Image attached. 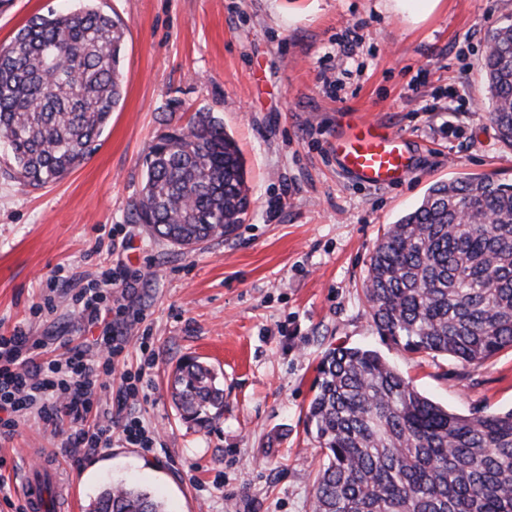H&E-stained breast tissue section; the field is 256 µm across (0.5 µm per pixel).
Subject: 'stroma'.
Returning a JSON list of instances; mask_svg holds the SVG:
<instances>
[{"mask_svg":"<svg viewBox=\"0 0 512 512\" xmlns=\"http://www.w3.org/2000/svg\"><path fill=\"white\" fill-rule=\"evenodd\" d=\"M84 0H9L0 44L34 15ZM125 26L123 96L94 150L63 179L22 186L0 161V333L21 327L55 349L100 336L73 302L102 271L140 277L130 298L158 354L137 410L163 446L113 439L68 459L66 434L30 421L0 458L13 498L27 471L54 459L56 512H87L107 486L150 492L167 512H311L322 460L307 422L322 356L339 345L377 350L424 396L462 416L512 409V349L479 364L411 354L379 336L363 292L388 224L431 183L489 175L512 183V151L481 103L488 32L512 0H94ZM359 39L336 51L348 28ZM409 137L414 165L378 189L339 171L329 141L343 108ZM213 112L245 161L251 206L234 234L191 249L134 222L149 146L194 112ZM115 226L129 246L96 249ZM49 295L52 311L35 317ZM196 357L224 388V413L184 422L172 373Z\"/></svg>","mask_w":512,"mask_h":512,"instance_id":"stroma-1","label":"stroma"}]
</instances>
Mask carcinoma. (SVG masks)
Returning a JSON list of instances; mask_svg holds the SVG:
<instances>
[{
	"mask_svg": "<svg viewBox=\"0 0 512 512\" xmlns=\"http://www.w3.org/2000/svg\"><path fill=\"white\" fill-rule=\"evenodd\" d=\"M125 31L91 6L33 16L0 45V145L8 175L39 188L79 165L122 98ZM484 102L512 148V24L486 38ZM251 205L244 159L223 122L195 113L145 156L132 216L191 248L231 235ZM364 294L380 335L404 351L482 362L512 348V184L490 176L435 182L388 225ZM182 419L224 410L213 370L180 362ZM308 422L323 461L312 512H512V410L461 416L416 391L377 351L339 346L317 366ZM92 512H165L150 493L114 484Z\"/></svg>",
	"mask_w": 512,
	"mask_h": 512,
	"instance_id": "1",
	"label": "carcinoma"
}]
</instances>
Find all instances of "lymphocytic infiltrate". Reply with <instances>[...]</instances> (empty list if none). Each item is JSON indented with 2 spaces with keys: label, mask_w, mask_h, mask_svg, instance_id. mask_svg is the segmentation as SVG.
<instances>
[{
  "label": "lymphocytic infiltrate",
  "mask_w": 512,
  "mask_h": 512,
  "mask_svg": "<svg viewBox=\"0 0 512 512\" xmlns=\"http://www.w3.org/2000/svg\"><path fill=\"white\" fill-rule=\"evenodd\" d=\"M124 267L103 273L93 287L75 297L89 323L107 321L112 310L105 306L107 293L119 288L134 289ZM130 328L105 329L94 340L103 355L93 361L81 346L68 348L65 359H48L43 347L22 328L0 335V442L12 440L18 433L27 410H36L39 418L54 428L68 429L67 440L74 453H87L110 443L113 432L136 448L153 450L158 443L154 430L147 426L129 400L143 390L146 369L124 373L116 409L103 407L100 396L129 341Z\"/></svg>",
  "instance_id": "1"
}]
</instances>
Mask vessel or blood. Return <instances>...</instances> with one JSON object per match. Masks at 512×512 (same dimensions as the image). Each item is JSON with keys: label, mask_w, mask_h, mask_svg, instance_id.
Returning a JSON list of instances; mask_svg holds the SVG:
<instances>
[{"label": "vessel or blood", "mask_w": 512, "mask_h": 512, "mask_svg": "<svg viewBox=\"0 0 512 512\" xmlns=\"http://www.w3.org/2000/svg\"><path fill=\"white\" fill-rule=\"evenodd\" d=\"M329 148L343 171L373 187L402 184L413 168L409 139L380 121L338 127Z\"/></svg>", "instance_id": "vessel-or-blood-1"}]
</instances>
